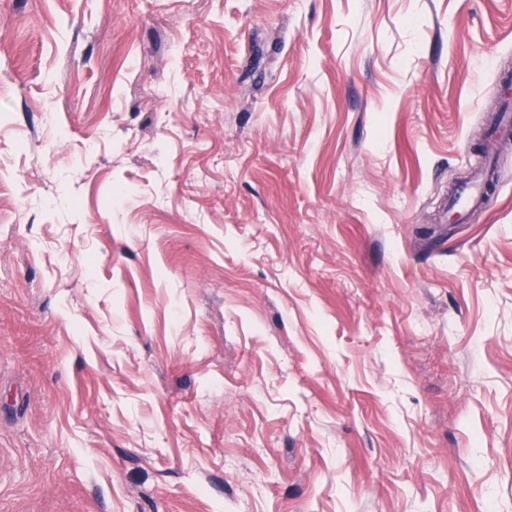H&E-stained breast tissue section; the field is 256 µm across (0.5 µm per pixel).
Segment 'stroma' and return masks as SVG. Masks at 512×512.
<instances>
[{
  "label": "stroma",
  "instance_id": "1",
  "mask_svg": "<svg viewBox=\"0 0 512 512\" xmlns=\"http://www.w3.org/2000/svg\"><path fill=\"white\" fill-rule=\"evenodd\" d=\"M512 0H0V512H512ZM485 182V177L479 175L461 186L455 194L457 207L465 211L470 207L481 205L485 197Z\"/></svg>",
  "mask_w": 512,
  "mask_h": 512
}]
</instances>
